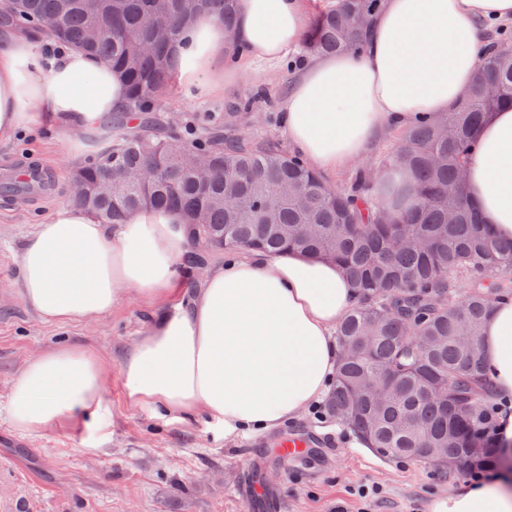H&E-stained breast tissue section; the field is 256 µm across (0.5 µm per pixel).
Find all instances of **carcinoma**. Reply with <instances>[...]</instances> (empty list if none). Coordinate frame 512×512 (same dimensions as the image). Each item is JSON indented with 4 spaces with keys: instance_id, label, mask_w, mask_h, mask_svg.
<instances>
[{
    "instance_id": "carcinoma-1",
    "label": "carcinoma",
    "mask_w": 512,
    "mask_h": 512,
    "mask_svg": "<svg viewBox=\"0 0 512 512\" xmlns=\"http://www.w3.org/2000/svg\"><path fill=\"white\" fill-rule=\"evenodd\" d=\"M0 20H28L120 72L141 133L113 119L112 152L78 169L85 192L73 199L104 224L163 207L189 218L193 241L212 253L299 249L342 264L359 288L336 328L340 350L328 395L330 417L376 454L423 462V448H458L441 469L465 475L494 463L488 436L487 377L479 329L488 295L512 296V245L482 224L461 172L476 132L492 112L512 109V36L480 58L472 84L448 111L400 129L381 170L412 181L409 209L371 195L377 170L337 190L268 140L219 130L187 141L152 130L151 106L175 78L172 48L201 13L233 29L240 0H12ZM384 0H336L314 15L302 49L360 52Z\"/></svg>"
}]
</instances>
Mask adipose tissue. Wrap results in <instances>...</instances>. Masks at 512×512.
<instances>
[{
  "mask_svg": "<svg viewBox=\"0 0 512 512\" xmlns=\"http://www.w3.org/2000/svg\"><path fill=\"white\" fill-rule=\"evenodd\" d=\"M308 9V0H241L230 50L223 22L198 17L173 50L179 81L208 93L279 64L299 45ZM490 22L512 24V0H385L363 51L305 62L281 101L290 147L332 176L387 126L448 111L472 81ZM51 42L0 30V144L46 121L67 133L70 151H107L103 120L126 108L123 79L79 50L50 51ZM476 139L467 193L483 223L512 243V110L493 113ZM192 250L178 211H141L114 233L65 201L25 245L17 293L42 322L90 323L135 292L152 318L121 367L131 405L180 420L201 414L228 434L318 405L336 374L334 331L356 301L346 270L295 250L238 249L190 294L179 269ZM480 343L496 395L512 400V299L494 304ZM106 382V365L87 349L37 354L11 383L8 421L25 434L93 424ZM434 512H512V485L460 487Z\"/></svg>",
  "mask_w": 512,
  "mask_h": 512,
  "instance_id": "obj_1",
  "label": "adipose tissue"
}]
</instances>
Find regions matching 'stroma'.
<instances>
[{
	"instance_id": "35a3bbf8",
	"label": "stroma",
	"mask_w": 512,
	"mask_h": 512,
	"mask_svg": "<svg viewBox=\"0 0 512 512\" xmlns=\"http://www.w3.org/2000/svg\"><path fill=\"white\" fill-rule=\"evenodd\" d=\"M303 50L273 68L258 67L222 93L204 96L175 84L158 109L180 116L181 133L194 138L203 127L220 126L237 113L235 134L287 148L280 101L294 81ZM39 167L52 186L48 196L0 184V512H249L235 494L241 471L257 461L267 485L281 487L282 512H432L436 499L470 483V476H443L422 462L378 456L359 447L354 434L326 411H307L256 434L225 435L222 425L197 415L165 420L132 406L120 374L126 352L149 324L150 310L136 295L124 296L91 324H47L17 293L20 253L36 224L48 221L69 198V175L78 170L61 136L48 124L0 145V174ZM97 354L110 372L102 438L86 446L82 426L57 425L38 434L17 432L6 417L11 380L33 355L60 346ZM314 444L298 464L281 460L273 439L288 431ZM379 497L364 500L362 487Z\"/></svg>"
}]
</instances>
